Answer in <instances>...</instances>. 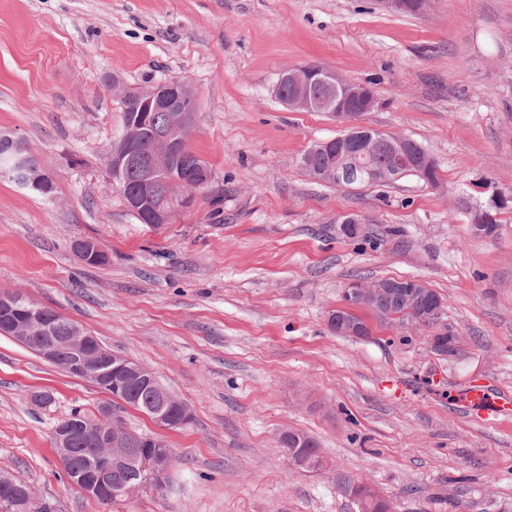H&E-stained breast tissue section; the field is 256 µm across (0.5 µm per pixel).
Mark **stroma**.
<instances>
[{
  "label": "stroma",
  "mask_w": 512,
  "mask_h": 512,
  "mask_svg": "<svg viewBox=\"0 0 512 512\" xmlns=\"http://www.w3.org/2000/svg\"><path fill=\"white\" fill-rule=\"evenodd\" d=\"M316 63L372 88L361 124L410 138L435 159L413 176L340 187L302 154L335 137L327 112H293L280 74ZM177 78L196 93L188 143L212 172L154 229L108 183L124 134L113 77ZM22 138L52 195L0 177V290L75 321L152 369L191 408L161 434L177 461L161 487L115 504L63 474L52 431L106 396L0 336V473L51 512H354L342 478L395 512H512V419L487 424L456 395L472 381L512 390V0H433L424 16L371 0H0V132ZM492 211L495 237L474 235ZM363 218L367 237L341 232ZM96 241L109 261L83 264ZM415 278L445 302L461 341L370 320L365 339L325 322L346 284ZM34 389L53 402L30 400ZM314 437L326 469L288 463L278 434Z\"/></svg>",
  "instance_id": "stroma-1"
}]
</instances>
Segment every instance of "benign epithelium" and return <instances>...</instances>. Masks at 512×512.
<instances>
[{
    "label": "benign epithelium",
    "instance_id": "obj_1",
    "mask_svg": "<svg viewBox=\"0 0 512 512\" xmlns=\"http://www.w3.org/2000/svg\"><path fill=\"white\" fill-rule=\"evenodd\" d=\"M380 9L398 14L410 11L418 16L426 14L431 0H376ZM293 85L291 96L281 94V87ZM112 86L120 102L136 103L138 119L134 121L123 138L112 147L109 160L110 180L121 183L125 168L139 156L141 122L147 121L152 112L171 113L168 129L158 137L157 145L150 169L142 179L138 190L128 196V207L135 213L142 209L146 198L155 196L156 174L170 165L178 145L186 140L187 134L196 122L194 94L187 83L172 79L148 86L129 87L122 80L112 77ZM275 94L280 101L293 110L323 108L336 112V119L342 125L341 134L324 141V146L331 147L334 143L341 144L345 154L352 158H362L367 166V152L362 140L367 139L376 144L381 141L371 128L358 123L360 113L358 105L367 100L369 107H375V96L370 88L353 84L336 78L334 75L315 63H307L285 70L281 73L275 86ZM0 146L7 152L0 163V172L7 173L23 186H30L44 194L53 190V177L41 169L36 158L28 152L27 147L19 140L0 134ZM191 201V194L181 197L165 198L158 201L144 214L146 223L160 227L171 222L175 210ZM74 252L87 265L102 261L99 249L90 246L89 241L78 239L74 242ZM383 289L364 284L360 281L349 282L342 293V303L327 318L330 329L339 336L361 338L368 332V325L354 320L359 309H372L374 302ZM444 302L439 296L429 298L426 311L412 322L414 326L427 325L436 329L431 336V348L442 354L447 346L454 343L456 332L443 322ZM0 325L8 329V334L19 342H29V330L36 329L39 334L40 346L38 355L55 368H60L73 376L102 389L144 388L154 392L157 405L154 410L155 423L163 428L174 425H185L190 422L192 413L189 409L181 412L179 419H174L168 412L170 394L161 385L154 371L121 355L114 353L97 342L87 329L80 325L72 328V335L61 339L51 335L50 326L34 320L32 311L24 305V298L16 291L0 292ZM80 436L94 448H108L110 454L100 458L99 464L106 465L116 471L147 474L161 481L173 465L172 449L163 447L153 437H143L142 451L132 454L126 448L127 434L114 414L112 404L106 402L99 407L95 422L86 426L81 422L69 420L59 424L53 432L55 453L65 460L73 453L72 443ZM369 485L359 482L344 484V492L358 506L362 507L371 501L384 503L380 497L367 498ZM82 492L88 496L99 493H112V477L108 476L97 482L86 483Z\"/></svg>",
    "mask_w": 512,
    "mask_h": 512
}]
</instances>
